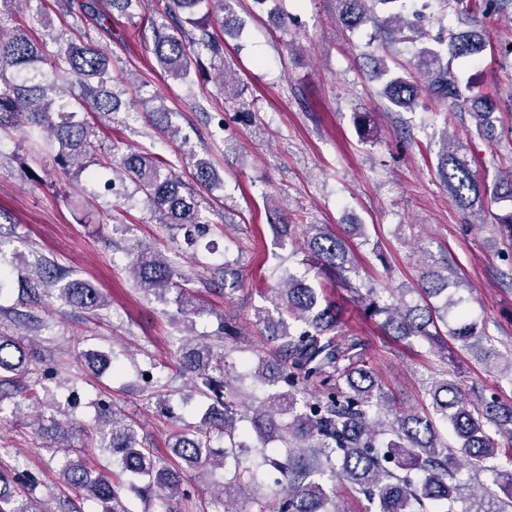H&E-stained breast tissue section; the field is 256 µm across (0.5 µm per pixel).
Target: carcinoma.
Here are the masks:
<instances>
[{"mask_svg": "<svg viewBox=\"0 0 512 512\" xmlns=\"http://www.w3.org/2000/svg\"><path fill=\"white\" fill-rule=\"evenodd\" d=\"M456 14L473 17L487 14L493 0H443ZM341 23L354 28L370 22L384 33L406 28L427 37L422 23L425 9L408 21L402 15L379 20L370 0H340ZM207 8L202 17L194 15ZM231 0H169L165 20L151 22L154 54L161 69L179 80H187L191 67L203 65L202 56L224 58V40L215 26L226 29L232 22ZM196 33L182 38L183 23ZM490 41L481 31L448 32V38L418 51L415 69L418 80L393 74L378 63L376 74L387 77L381 94L396 108L410 109L420 93L447 102L453 108L469 109L477 134L493 141L498 120L496 94L465 96L449 70V60L481 53ZM43 64L50 74H29ZM111 59L92 40L67 42L51 52L44 43L33 42L26 31L0 37V127L24 120L28 137H46L56 146L54 160L63 170L87 172V159L97 153L82 112L111 114L120 102L112 90ZM170 112L159 106L147 113L149 122L175 136ZM194 185L180 181L171 163L150 152H130L112 164L114 178L104 188L119 196L117 185L130 181L150 209L164 223L191 230L207 223L198 202L199 190L210 188L215 173L209 161L194 162ZM438 174L455 205L463 211L482 210L501 199L512 201V169L499 175L492 185L479 182L464 147L448 142L443 135ZM307 265L336 286L358 291L352 275L357 260L348 244L325 224H311L306 231ZM129 269L143 292L160 300L177 291L174 302L183 317L199 315L203 309L192 292L175 281V271L161 253L140 251ZM40 283H59V297L68 304L95 311L105 306L100 289L87 281H64L56 270L35 271ZM448 266L436 261L426 264L420 275L419 300L386 303L371 289L362 298L364 315L383 317L380 327L400 340H425L448 354V336L462 347L489 360L497 356L492 338L471 318L465 298L448 293ZM282 311L278 317L257 310L273 355L258 357L247 375L262 396L244 398L234 386L239 375L229 377L235 365L223 352L200 339L182 340L178 349L182 373L194 382L195 392L207 400L196 424L173 434L174 454L190 468L223 470L233 462L232 477L214 496L215 512H234L231 498L244 489H259L272 481L278 487L273 497L258 501V512H341L329 483L339 479L356 490L373 512H454L464 499L463 470L472 476L490 474L499 496L484 487L466 512H509L512 508V470L496 464L504 457L512 465V405L478 396L473 402L461 397L448 377L431 382L428 395L434 415L395 411L372 369L363 359L366 339L355 333L336 334L341 308L326 293L288 275L279 288ZM47 365L33 341L20 336L0 335V402L20 393L19 382ZM100 414L112 420L102 434L100 447L112 463L128 475L113 481L105 468L92 469L84 457L69 458L60 472L61 482L78 498L93 501L101 512H127V493L147 490L172 500L190 499L194 492L182 487L178 471L155 456L139 439L135 425L99 402ZM450 424L459 450L444 442L436 421ZM41 434L55 439L64 430L53 417H40ZM255 439L259 446L248 444ZM40 480L29 470L0 471V512H35L29 496Z\"/></svg>", "mask_w": 512, "mask_h": 512, "instance_id": "1", "label": "carcinoma"}]
</instances>
